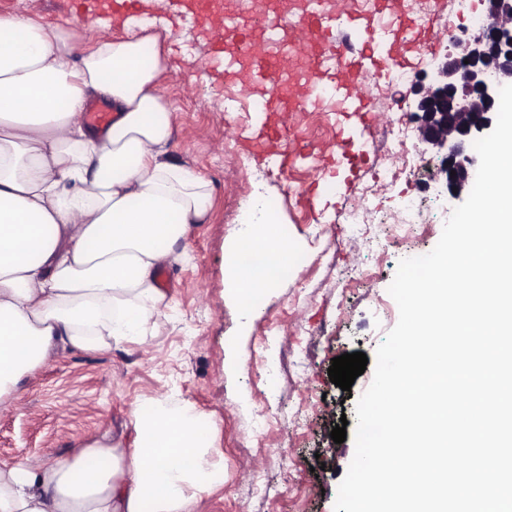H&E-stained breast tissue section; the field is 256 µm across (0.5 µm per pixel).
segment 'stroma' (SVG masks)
Instances as JSON below:
<instances>
[{"label":"stroma","instance_id":"35a3bbf8","mask_svg":"<svg viewBox=\"0 0 512 512\" xmlns=\"http://www.w3.org/2000/svg\"><path fill=\"white\" fill-rule=\"evenodd\" d=\"M435 2V35L410 69L427 83L447 52L449 31L474 13L471 0ZM153 10L152 0H144L139 14L102 15L81 44L129 38L158 53L173 106L172 154L208 182L209 211L178 243L166 268L165 308L145 336L56 353L20 381L14 410L0 415V462L32 455L63 460L89 436L131 447L134 412L153 399L172 409L190 406L215 426L224 484L202 495L195 512H334L354 456L356 405L374 370L366 368L345 392L328 369L345 353L374 358L399 318L388 288L400 261L433 250L455 202L433 183L420 217L426 233L402 237L389 219L418 192L417 182L393 156L380 163L390 178L352 174L336 137L373 158L371 132L357 117L340 121L327 106L289 113L286 127L300 150L281 169L256 152L263 115L223 69L210 65L199 18L179 0H167L160 21H153ZM358 89L371 101L376 127L398 124L393 100L414 109L413 85L364 79ZM228 96L237 98V111H225ZM255 196L276 203L278 229L293 244L295 263L249 315L225 256ZM353 207L363 223H344ZM339 424L347 438L337 444L330 433Z\"/></svg>","mask_w":512,"mask_h":512}]
</instances>
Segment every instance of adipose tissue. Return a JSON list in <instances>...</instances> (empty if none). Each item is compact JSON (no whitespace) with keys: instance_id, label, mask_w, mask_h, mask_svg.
<instances>
[{"instance_id":"ef3b65f1","label":"adipose tissue","mask_w":512,"mask_h":512,"mask_svg":"<svg viewBox=\"0 0 512 512\" xmlns=\"http://www.w3.org/2000/svg\"><path fill=\"white\" fill-rule=\"evenodd\" d=\"M71 27L0 16V413L54 350H94L145 335L161 314L159 270L207 214L208 183L170 156L171 107L160 58L142 41L80 50ZM111 104L110 126L85 117ZM278 235L245 229L226 257L256 294L294 265ZM136 439H89L67 461L0 466V512H193L224 482L215 427L190 407L145 400Z\"/></svg>"}]
</instances>
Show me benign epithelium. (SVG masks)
<instances>
[{
    "label": "benign epithelium",
    "instance_id": "1",
    "mask_svg": "<svg viewBox=\"0 0 512 512\" xmlns=\"http://www.w3.org/2000/svg\"><path fill=\"white\" fill-rule=\"evenodd\" d=\"M475 2L484 29L449 36L437 81L416 91L419 139L442 154L437 176L455 199L469 192L479 166L470 145L492 131L498 90L512 84V0Z\"/></svg>",
    "mask_w": 512,
    "mask_h": 512
}]
</instances>
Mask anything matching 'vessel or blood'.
<instances>
[{"instance_id":"obj_1","label":"vessel or blood","mask_w":512,"mask_h":512,"mask_svg":"<svg viewBox=\"0 0 512 512\" xmlns=\"http://www.w3.org/2000/svg\"><path fill=\"white\" fill-rule=\"evenodd\" d=\"M389 0H371V15L331 12L327 0H306L297 20H290L277 0L258 8L257 0H188L191 11L212 26V55L223 65L225 75L238 78L242 87L266 112L308 111L322 99L337 105L352 101L357 111L370 113L366 97L358 95V78L369 74L381 79L387 60L378 53L385 37L394 42L426 48L431 35L415 20L399 17L389 28L374 18L383 14ZM358 37L357 49L345 50L338 29ZM301 63L302 90H293L284 74L293 63ZM264 150L288 164L294 144L285 127L270 124L264 135Z\"/></svg>"}]
</instances>
